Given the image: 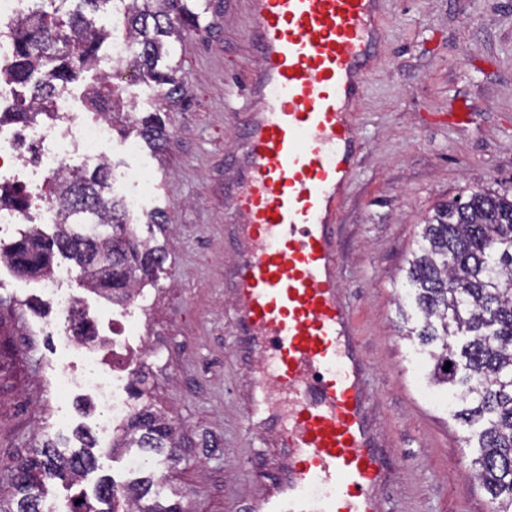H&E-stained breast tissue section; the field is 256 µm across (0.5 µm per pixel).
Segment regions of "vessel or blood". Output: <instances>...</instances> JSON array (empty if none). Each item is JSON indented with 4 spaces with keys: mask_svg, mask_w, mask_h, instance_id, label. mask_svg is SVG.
Masks as SVG:
<instances>
[{
    "mask_svg": "<svg viewBox=\"0 0 512 512\" xmlns=\"http://www.w3.org/2000/svg\"><path fill=\"white\" fill-rule=\"evenodd\" d=\"M260 59L229 190L246 427L277 436L256 512H382L395 469L369 417L370 368L340 287L337 216L361 163L355 107L384 56L385 0H248Z\"/></svg>",
    "mask_w": 512,
    "mask_h": 512,
    "instance_id": "vessel-or-blood-1",
    "label": "vessel or blood"
}]
</instances>
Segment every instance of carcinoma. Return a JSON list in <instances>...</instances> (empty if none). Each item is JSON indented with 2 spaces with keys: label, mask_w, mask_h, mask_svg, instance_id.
<instances>
[{
  "label": "carcinoma",
  "mask_w": 512,
  "mask_h": 512,
  "mask_svg": "<svg viewBox=\"0 0 512 512\" xmlns=\"http://www.w3.org/2000/svg\"><path fill=\"white\" fill-rule=\"evenodd\" d=\"M106 2L58 0L53 11L39 10L17 25L12 64L0 77L29 89V95L1 112L0 122L33 121L59 89L92 69L112 31L95 27L86 12H104ZM205 10L204 0H131L121 19L137 82L158 92L155 112L137 126V134L155 148L167 138L160 113L185 91L176 45L187 31L205 30ZM121 98L122 88L103 76L88 89L87 108L114 115ZM107 188L105 163L90 174L74 173L65 185L51 184L48 194L59 201L63 222L52 240L36 233L3 251L17 274L47 276L55 253H65L88 286L114 301L126 300L164 255L139 241L123 201L105 197ZM398 301L403 319L413 321L406 337L417 340L429 385L452 396L455 416L470 428L468 440L477 450L474 478L490 496L493 512H512V200L477 189L439 205L421 225ZM177 429L174 419L147 404L127 418L116 447L173 449ZM93 464L91 452L67 454L52 443L17 461L15 512H38L41 497L33 490L54 480L74 481ZM97 499L112 503L107 512H182L159 502L143 507L138 497L125 499L119 509L117 491L106 483Z\"/></svg>",
  "instance_id": "carcinoma-1"
}]
</instances>
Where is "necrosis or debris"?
Segmentation results:
<instances>
[{
  "mask_svg": "<svg viewBox=\"0 0 512 512\" xmlns=\"http://www.w3.org/2000/svg\"><path fill=\"white\" fill-rule=\"evenodd\" d=\"M32 9L33 0H0V69L12 60L16 21ZM70 97V90H60L54 109L21 129L12 130L0 123V184L32 193L47 183L66 181L76 169L107 158L113 142L111 122L101 116L86 118L73 108ZM22 141L36 145L35 164H27L20 155L18 144ZM40 287L61 316L65 340L77 342L86 364L79 374L62 368L56 378L58 385L77 384L89 392L101 414V430L123 422L133 409V401L127 391L107 388L103 370L108 354L124 347L122 333L114 321L96 317L90 321L89 334H82L71 321L76 298L53 280L41 282Z\"/></svg>",
  "mask_w": 512,
  "mask_h": 512,
  "instance_id": "obj_1",
  "label": "necrosis or debris"
}]
</instances>
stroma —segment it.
Masks as SVG:
<instances>
[{
  "instance_id": "obj_1",
  "label": "stroma",
  "mask_w": 512,
  "mask_h": 512,
  "mask_svg": "<svg viewBox=\"0 0 512 512\" xmlns=\"http://www.w3.org/2000/svg\"><path fill=\"white\" fill-rule=\"evenodd\" d=\"M208 31L191 33L180 58L187 85L163 120V150L113 148L111 173L144 170L154 184L138 222L140 239L162 247L163 265L126 302L158 354L148 401L180 425L173 453L150 454L153 488L182 512H253L248 486L280 465L276 439L245 436L247 372L236 358L235 306L226 285L228 225L238 215L226 191L249 78L258 64L249 40L247 0H208ZM385 60L370 76L356 122L363 160L337 220L341 287L352 303L370 364V415L397 458L383 512H490L469 474L467 427L424 393L423 370L403 339L396 295L425 217L478 188L512 196V0H387ZM56 312L40 288H25L0 262V321L10 332L12 364L0 375V512H10L13 466L45 441L79 448L95 433L98 410L87 393L59 390L55 376L75 359L49 333ZM96 466L71 486L55 484L43 512H70L107 480L141 491L111 436ZM260 458L261 471L251 461Z\"/></svg>"
}]
</instances>
